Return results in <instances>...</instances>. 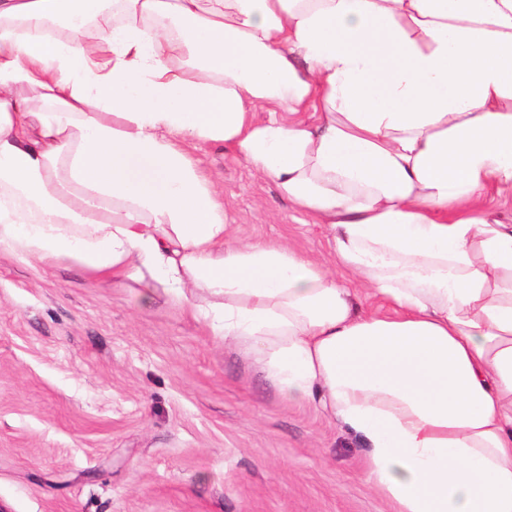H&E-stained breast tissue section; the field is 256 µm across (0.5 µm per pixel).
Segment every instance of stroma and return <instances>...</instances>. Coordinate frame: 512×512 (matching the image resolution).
Returning a JSON list of instances; mask_svg holds the SVG:
<instances>
[{"instance_id": "obj_1", "label": "stroma", "mask_w": 512, "mask_h": 512, "mask_svg": "<svg viewBox=\"0 0 512 512\" xmlns=\"http://www.w3.org/2000/svg\"><path fill=\"white\" fill-rule=\"evenodd\" d=\"M241 242L329 234L220 144L193 151ZM0 252V504L9 512H393L360 437L286 400L164 297Z\"/></svg>"}]
</instances>
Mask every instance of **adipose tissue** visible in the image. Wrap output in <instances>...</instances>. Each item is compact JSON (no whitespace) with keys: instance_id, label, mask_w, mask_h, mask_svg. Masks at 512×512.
<instances>
[{"instance_id":"1","label":"adipose tissue","mask_w":512,"mask_h":512,"mask_svg":"<svg viewBox=\"0 0 512 512\" xmlns=\"http://www.w3.org/2000/svg\"><path fill=\"white\" fill-rule=\"evenodd\" d=\"M119 2L0 0V251L163 289L360 435L396 512H512V224L473 215L512 191V0ZM199 141L331 261L234 242Z\"/></svg>"}]
</instances>
